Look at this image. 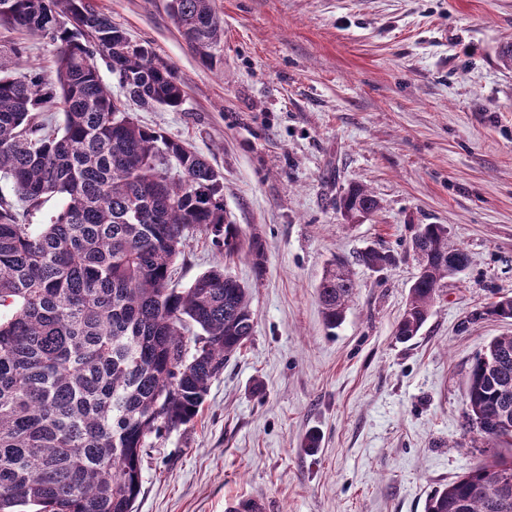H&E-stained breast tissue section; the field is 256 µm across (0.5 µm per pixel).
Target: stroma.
I'll use <instances>...</instances> for the list:
<instances>
[{
    "instance_id": "obj_1",
    "label": "stroma",
    "mask_w": 512,
    "mask_h": 512,
    "mask_svg": "<svg viewBox=\"0 0 512 512\" xmlns=\"http://www.w3.org/2000/svg\"><path fill=\"white\" fill-rule=\"evenodd\" d=\"M171 64L180 110L136 121L201 153L223 176L246 251L186 233L173 283L221 265L250 289L254 333L189 424L152 438L135 512H224L229 491L275 512H425L429 495L483 457L465 424L473 359L512 321L471 315L512 294V0H214L220 60L199 62L168 0H91ZM25 51L12 76L53 69L52 43L0 28ZM352 184L379 210L337 208ZM444 224L469 255L412 340L395 329L419 272L418 225ZM391 252L375 271L356 260ZM358 283L328 330L317 287L333 258ZM320 444L303 445L308 432Z\"/></svg>"
}]
</instances>
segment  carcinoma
Returning a JSON list of instances; mask_svg holds the SVG:
<instances>
[{"label":"carcinoma","mask_w":512,"mask_h":512,"mask_svg":"<svg viewBox=\"0 0 512 512\" xmlns=\"http://www.w3.org/2000/svg\"><path fill=\"white\" fill-rule=\"evenodd\" d=\"M0 25L55 46V80L0 77V173L29 209L58 195L62 208L32 227L0 202V512H133L149 439L199 413L213 380L252 336L249 288L222 266L170 287L185 232L202 228L225 255L241 243L224 217L222 176L185 143L142 127L118 108L97 59L127 101L179 108L174 68L131 40L89 0H0ZM169 14L212 65L224 39L213 0H169ZM69 14L75 23L61 25ZM62 111L52 126L44 113ZM346 218L379 201L351 187ZM411 249L424 272L409 290L397 339H413L448 280L445 224H422ZM248 253L258 270L259 238ZM391 254L358 261L384 267ZM357 290L345 262L318 288L326 325L340 326ZM512 320V296L472 314ZM466 419L490 458L432 493L425 512H512V334L475 357Z\"/></svg>","instance_id":"obj_1"}]
</instances>
